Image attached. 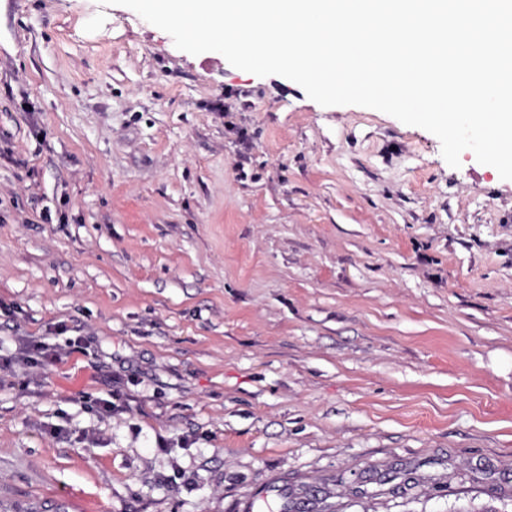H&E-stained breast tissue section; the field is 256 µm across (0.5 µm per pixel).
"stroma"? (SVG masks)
Returning <instances> with one entry per match:
<instances>
[{
	"mask_svg": "<svg viewBox=\"0 0 512 512\" xmlns=\"http://www.w3.org/2000/svg\"><path fill=\"white\" fill-rule=\"evenodd\" d=\"M272 485L512 512V180L130 8L0 0V512Z\"/></svg>",
	"mask_w": 512,
	"mask_h": 512,
	"instance_id": "stroma-1",
	"label": "stroma"
}]
</instances>
